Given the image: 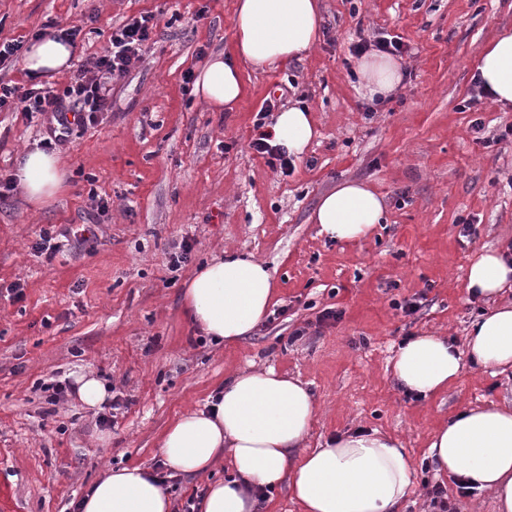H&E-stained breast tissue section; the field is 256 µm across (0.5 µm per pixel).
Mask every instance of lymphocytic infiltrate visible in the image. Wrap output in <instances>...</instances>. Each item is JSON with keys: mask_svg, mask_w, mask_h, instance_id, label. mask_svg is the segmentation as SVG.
<instances>
[{"mask_svg": "<svg viewBox=\"0 0 512 512\" xmlns=\"http://www.w3.org/2000/svg\"><path fill=\"white\" fill-rule=\"evenodd\" d=\"M154 28V16L143 15L113 29L109 48L70 75L64 90L0 82V112L48 113L63 124L67 121V110L73 108L78 112L79 125L97 123L100 114L112 108L107 84L125 77L140 65L143 48Z\"/></svg>", "mask_w": 512, "mask_h": 512, "instance_id": "1", "label": "lymphocytic infiltrate"}]
</instances>
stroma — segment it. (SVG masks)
I'll use <instances>...</instances> for the list:
<instances>
[{
    "label": "stroma",
    "mask_w": 512,
    "mask_h": 512,
    "mask_svg": "<svg viewBox=\"0 0 512 512\" xmlns=\"http://www.w3.org/2000/svg\"><path fill=\"white\" fill-rule=\"evenodd\" d=\"M236 0H0V40L29 46L41 29L81 27L76 64L103 54L113 27L160 22L140 66L112 84V109L56 147L65 189L32 210L0 199V512H73L105 464L157 467L163 432L204 407L236 372L271 367L312 391L305 445L377 429L416 471L406 512H494L461 494L427 456L431 432L461 407L512 399V370L465 367L448 390L405 394L391 359L431 330L463 342L486 308L465 276L486 250L512 242V107L481 94L474 66L512 29V0H321V39L302 60L245 71L246 96L214 112L186 91L201 53L231 52ZM400 37L401 86L360 98L359 39ZM302 103L319 136L289 174L250 147L267 100ZM47 117L0 112V171L43 142ZM346 179L371 185L385 220L335 243L310 215ZM108 202L94 210L90 194ZM470 236H462L463 225ZM61 248L45 259L43 232ZM188 247L187 260L171 257ZM226 250L264 260L278 303L251 336L209 344L183 313L184 281ZM95 370L120 406L107 424L76 396L51 405L43 387Z\"/></svg>",
    "instance_id": "1"
}]
</instances>
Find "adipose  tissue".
Returning a JSON list of instances; mask_svg holds the SVG:
<instances>
[{"mask_svg":"<svg viewBox=\"0 0 512 512\" xmlns=\"http://www.w3.org/2000/svg\"><path fill=\"white\" fill-rule=\"evenodd\" d=\"M231 53L210 56L198 71L194 93L215 110H235L246 94L244 69L262 71L307 55L320 34L319 0H238ZM74 45L46 34L31 42L23 59L31 75L72 69ZM474 77L493 103L512 106V30L486 44ZM402 81L401 66L382 53L358 64L356 93L371 102L388 98ZM270 145L299 158L317 130L310 111L297 105L278 112L267 129ZM34 207L66 185L60 158L30 146L14 170ZM385 215L382 198L366 183L346 180L323 195L312 215L329 239L366 237ZM465 288L493 305L471 325L464 344L431 332L398 348L392 375L401 389L429 397L448 389L465 363L497 374L512 368V251L489 250L467 270ZM186 316L216 344L231 347L265 320L276 302L267 264L225 252L198 268L182 290ZM317 413L300 380L275 369L236 374L202 409L181 413L165 430L159 452L173 469L206 476L229 461L230 480L207 484L200 512H257L261 491L287 485L301 512H405L413 465L405 448L379 430L339 434L325 447L303 449ZM428 455L439 472L477 491L491 492L495 512H512V404L465 408L436 428ZM79 512H173L157 474L142 467H105L79 501Z\"/></svg>","mask_w":512,"mask_h":512,"instance_id":"obj_1","label":"adipose tissue"}]
</instances>
